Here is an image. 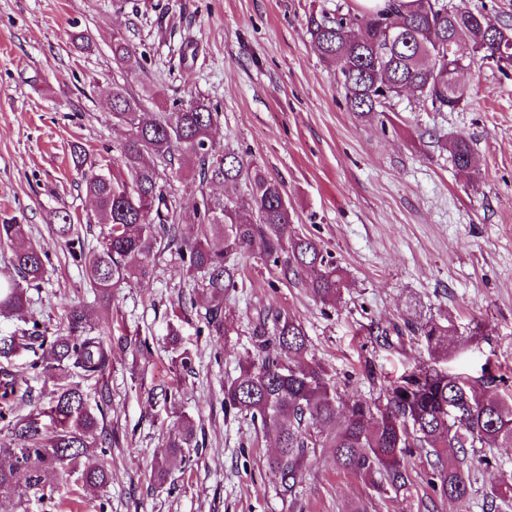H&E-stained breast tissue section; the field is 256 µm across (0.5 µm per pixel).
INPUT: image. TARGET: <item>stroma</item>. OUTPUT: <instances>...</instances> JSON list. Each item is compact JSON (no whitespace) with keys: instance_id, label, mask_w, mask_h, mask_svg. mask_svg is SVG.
Here are the masks:
<instances>
[{"instance_id":"obj_1","label":"stroma","mask_w":512,"mask_h":512,"mask_svg":"<svg viewBox=\"0 0 512 512\" xmlns=\"http://www.w3.org/2000/svg\"><path fill=\"white\" fill-rule=\"evenodd\" d=\"M341 0H0V224L25 225L49 254L48 271L29 288L26 309L0 315V336L41 328L66 331L65 311L83 307L88 324L112 345L105 379L75 373L89 403L108 390L98 436L111 438L108 485L88 491L50 475L63 512H483L487 492L512 473V447L469 451L472 491L463 503L440 496L419 457L408 460L406 490L385 495L337 470L326 453L309 455L294 493L268 470L274 437L224 412V383L253 358L259 312L275 308L301 321L309 356L337 380L345 398L369 400L366 377L395 378L436 364L472 380L512 377V66L464 71L467 99L434 112L405 93L386 112L360 117L346 106L336 69L315 52L310 12ZM135 47L141 68L119 70L113 36ZM128 83L158 112L195 94L218 114L217 144L280 181L293 226L320 240L342 268L345 286L330 302L246 252L224 307L237 332L218 336L202 309L180 308L189 284L176 256H158L150 280L102 302L71 247L52 236L49 213L68 208L85 249L104 227L71 161L72 145L112 159L125 134L107 109L113 82ZM469 138L478 170L454 167L440 145ZM183 197L181 224L196 223L200 194L247 198L248 181L198 187L190 170L172 178ZM447 318L448 354L435 359L414 337L383 345L373 327L414 315ZM145 350H135L138 342ZM187 353L190 369L178 355ZM14 357L22 377L18 409L47 403L50 385ZM175 396L166 402L165 393ZM195 423L196 447L151 478L166 461L168 432L182 415Z\"/></svg>"}]
</instances>
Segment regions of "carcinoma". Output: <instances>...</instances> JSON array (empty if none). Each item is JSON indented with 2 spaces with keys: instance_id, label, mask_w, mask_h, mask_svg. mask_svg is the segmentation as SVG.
Instances as JSON below:
<instances>
[{
  "instance_id": "1",
  "label": "carcinoma",
  "mask_w": 512,
  "mask_h": 512,
  "mask_svg": "<svg viewBox=\"0 0 512 512\" xmlns=\"http://www.w3.org/2000/svg\"><path fill=\"white\" fill-rule=\"evenodd\" d=\"M308 34L318 55L336 64L347 107L359 117L382 112L390 101L412 90L434 112L457 109L467 90L457 80L460 67L493 62L512 65V28L480 13L448 10L442 0H385L376 10H355L342 4L333 13L310 14ZM112 59L134 72L140 61L125 38L112 42ZM112 124L126 129L107 170L80 145L71 147L77 174L98 207L99 223L107 225L100 248L85 256L91 286L109 299L121 288L153 274L156 257L166 250L178 255L188 277L201 280L184 305L202 307L217 335L234 330L235 318L224 313V292L235 286L240 269L235 257L255 248L281 264L322 301L332 300L343 286L341 269L315 238L292 226L288 196L282 183L250 170L229 147L213 141L217 113L195 96L169 111L147 113L126 85L112 88ZM455 167L475 169V150L464 136L446 139ZM192 169L199 184L250 183L244 202L201 196L193 203L195 224L175 222L182 207L168 188L174 163ZM56 236L68 245L78 237L77 223L65 208L50 212ZM0 247L11 251L15 275L0 278V313H17L27 304V287L43 279L47 251L26 237L23 224H0ZM275 330L253 332L257 362L240 368L224 382V407L248 416L277 439L268 469L283 491L292 492L305 460L320 448L336 468L369 480L382 495L409 484L405 458L412 449L425 451L433 490L457 501L472 490V475L458 454L484 445L512 446V399L499 392L504 378L479 383L429 366L380 382L370 401L344 400L337 382L320 363L303 361L309 344L294 316L271 312ZM69 333L44 336H0V359L21 351L37 358L30 364L54 386L49 407L19 415L16 400L22 379L0 366V420L8 421L13 446H0V512H18L25 496L48 504L44 493L50 473L79 474L82 485L97 489L109 482L103 443L89 440L99 419L83 392L65 385L69 371L104 377L112 364L111 348L86 328L80 307L68 310ZM415 336L436 354L448 344L450 326L433 317L404 326L378 328L375 340L390 342ZM194 424L186 418L169 434L172 454L187 457L194 442ZM512 500V476L493 490L489 509Z\"/></svg>"
}]
</instances>
